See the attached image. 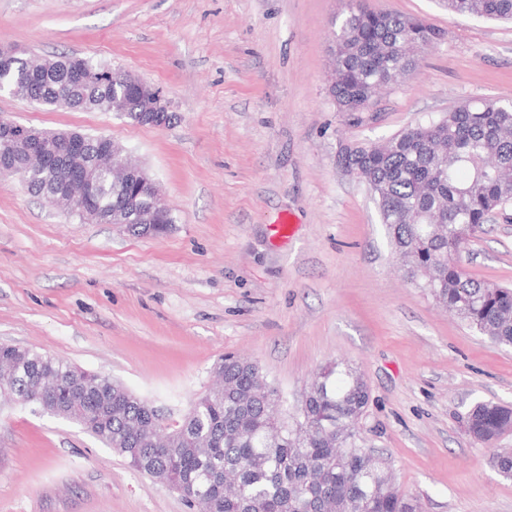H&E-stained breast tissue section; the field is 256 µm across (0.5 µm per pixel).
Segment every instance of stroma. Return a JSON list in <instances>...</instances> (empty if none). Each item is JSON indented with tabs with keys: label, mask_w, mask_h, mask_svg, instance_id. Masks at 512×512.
<instances>
[{
	"label": "stroma",
	"mask_w": 512,
	"mask_h": 512,
	"mask_svg": "<svg viewBox=\"0 0 512 512\" xmlns=\"http://www.w3.org/2000/svg\"><path fill=\"white\" fill-rule=\"evenodd\" d=\"M445 32L383 90L372 119L328 92L347 0H0V44L76 54L160 87L174 123L48 107L0 93V116L112 138L158 183L174 218L159 237L88 224L0 177V343L109 376L177 425L227 352L255 361L289 402L330 361L367 379L360 422L425 512H512V479L461 419L512 407V349L406 279L368 186L338 164L461 103L512 105V23L440 0H363ZM288 217L291 236L270 233ZM512 285V223L459 254ZM0 512H189L181 496L69 421L0 405Z\"/></svg>",
	"instance_id": "1"
}]
</instances>
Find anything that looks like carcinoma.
Masks as SVG:
<instances>
[{
  "label": "carcinoma",
  "mask_w": 512,
  "mask_h": 512,
  "mask_svg": "<svg viewBox=\"0 0 512 512\" xmlns=\"http://www.w3.org/2000/svg\"><path fill=\"white\" fill-rule=\"evenodd\" d=\"M452 13L512 19V0H441ZM444 31L406 16L375 13L354 0L335 32L340 111L357 112L416 66L405 38L426 41ZM76 74L30 77L20 68L0 73L16 97L54 106L62 82L77 85L85 108L123 109L136 122V99L120 84L99 85L108 66L79 58ZM364 177L374 195L406 277L493 343L512 347V288L465 273L457 246L483 230L490 212L512 204V106L487 97L409 127L380 151L338 157ZM51 174H34L37 196ZM10 365L0 398L24 401L45 390L41 411L74 422L136 470L158 482L172 479L193 512H422L420 499L392 482L387 459L366 449L359 421L370 400L364 377L348 362L321 369L295 405L277 388L262 389L257 364L232 354L217 372L222 381L195 399L182 423L164 425L154 407L121 384L30 348L0 346ZM471 438L494 446L512 431V408L477 402L464 416ZM493 464L512 478V448Z\"/></svg>",
  "instance_id": "carcinoma-1"
}]
</instances>
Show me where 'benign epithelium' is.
I'll return each instance as SVG.
<instances>
[{
  "label": "benign epithelium",
  "instance_id": "7a95c632",
  "mask_svg": "<svg viewBox=\"0 0 512 512\" xmlns=\"http://www.w3.org/2000/svg\"><path fill=\"white\" fill-rule=\"evenodd\" d=\"M112 79L133 88L141 110L139 119L157 128L175 120L162 90L130 72H114ZM53 158L66 169L44 194L50 204L63 206L71 215L95 224H121L123 216L102 204L98 194L100 174L105 172L123 187L128 210L139 223L166 232L168 209L157 204L159 186L131 155L107 137L88 149L85 135L77 131L45 132L0 118V173L28 182L31 172Z\"/></svg>",
  "mask_w": 512,
  "mask_h": 512
}]
</instances>
